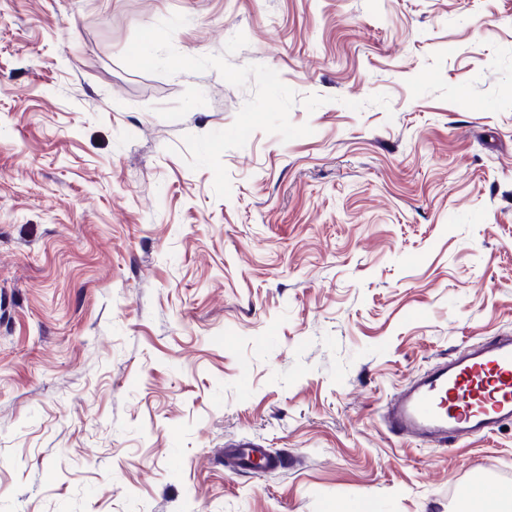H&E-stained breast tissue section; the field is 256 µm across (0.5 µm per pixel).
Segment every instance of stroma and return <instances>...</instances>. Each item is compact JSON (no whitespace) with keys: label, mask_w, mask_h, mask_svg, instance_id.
Segmentation results:
<instances>
[{"label":"stroma","mask_w":512,"mask_h":512,"mask_svg":"<svg viewBox=\"0 0 512 512\" xmlns=\"http://www.w3.org/2000/svg\"><path fill=\"white\" fill-rule=\"evenodd\" d=\"M503 333L512 0H0V512H456L382 408ZM285 464V458L252 440L242 439L224 445V465L229 469L260 473L280 470Z\"/></svg>","instance_id":"stroma-1"}]
</instances>
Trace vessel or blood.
I'll return each instance as SVG.
<instances>
[{
	"label": "vessel or blood",
	"mask_w": 512,
	"mask_h": 512,
	"mask_svg": "<svg viewBox=\"0 0 512 512\" xmlns=\"http://www.w3.org/2000/svg\"><path fill=\"white\" fill-rule=\"evenodd\" d=\"M383 415L391 434L432 448L457 446L512 422V335L472 345L415 376ZM285 463L252 440L224 447L231 469L260 473Z\"/></svg>",
	"instance_id": "vessel-or-blood-1"
}]
</instances>
